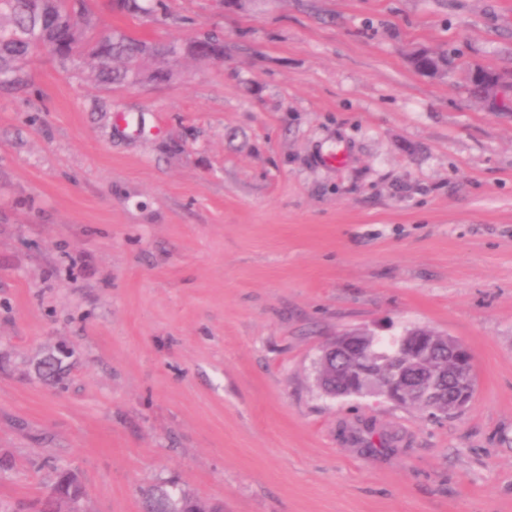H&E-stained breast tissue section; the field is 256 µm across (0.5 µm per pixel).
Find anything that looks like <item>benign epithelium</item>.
I'll use <instances>...</instances> for the list:
<instances>
[{
  "label": "benign epithelium",
  "mask_w": 512,
  "mask_h": 512,
  "mask_svg": "<svg viewBox=\"0 0 512 512\" xmlns=\"http://www.w3.org/2000/svg\"><path fill=\"white\" fill-rule=\"evenodd\" d=\"M485 97L496 109H512V72L500 71L483 82ZM374 334L345 332L326 344L318 363L316 381L334 398L371 397L395 405L410 404L429 418L460 412L473 400V355L460 341L420 328L403 338L406 357L393 362L378 376V366L365 346Z\"/></svg>",
  "instance_id": "1"
}]
</instances>
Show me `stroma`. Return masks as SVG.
<instances>
[{"instance_id": "stroma-1", "label": "stroma", "mask_w": 512, "mask_h": 512, "mask_svg": "<svg viewBox=\"0 0 512 512\" xmlns=\"http://www.w3.org/2000/svg\"><path fill=\"white\" fill-rule=\"evenodd\" d=\"M163 2L92 7L218 32L223 63L108 88L44 54L0 90V502L62 465L87 512L160 480L224 512H512V112L465 89L512 70V0ZM414 326L471 350L461 412L315 386L332 336ZM365 424L390 445L351 444Z\"/></svg>"}]
</instances>
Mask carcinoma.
<instances>
[{"label": "carcinoma", "mask_w": 512, "mask_h": 512, "mask_svg": "<svg viewBox=\"0 0 512 512\" xmlns=\"http://www.w3.org/2000/svg\"><path fill=\"white\" fill-rule=\"evenodd\" d=\"M125 13L154 16L162 4L156 0H124ZM175 42L150 43L127 33H114L99 28V20L89 0H0V88L19 87L26 83V63L41 50L71 66L83 78L102 85H132L136 74L143 72L141 59ZM425 57L431 74L445 71L448 56L428 51L415 53L411 64L421 70L420 57ZM397 338H383L370 344V350L382 359L397 352ZM375 430L366 425L356 428L351 441L368 451L375 443L385 445L384 438L374 441ZM145 512H221L223 507H210L183 493L175 495L166 487H152L144 496Z\"/></svg>", "instance_id": "carcinoma-1"}]
</instances>
